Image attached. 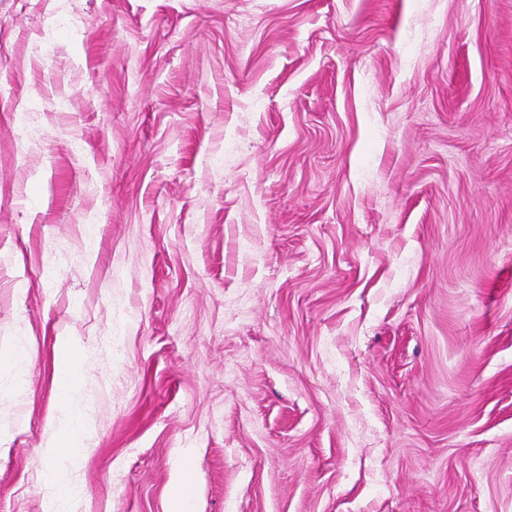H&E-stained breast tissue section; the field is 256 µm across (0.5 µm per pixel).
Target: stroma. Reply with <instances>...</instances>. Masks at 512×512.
<instances>
[{"label": "stroma", "instance_id": "35a3bbf8", "mask_svg": "<svg viewBox=\"0 0 512 512\" xmlns=\"http://www.w3.org/2000/svg\"><path fill=\"white\" fill-rule=\"evenodd\" d=\"M66 336L76 512H512V0H0V512ZM77 347L78 341L75 337L59 339L56 345L59 358V388L65 401L74 386L78 374L77 365L74 360Z\"/></svg>", "mask_w": 512, "mask_h": 512}]
</instances>
